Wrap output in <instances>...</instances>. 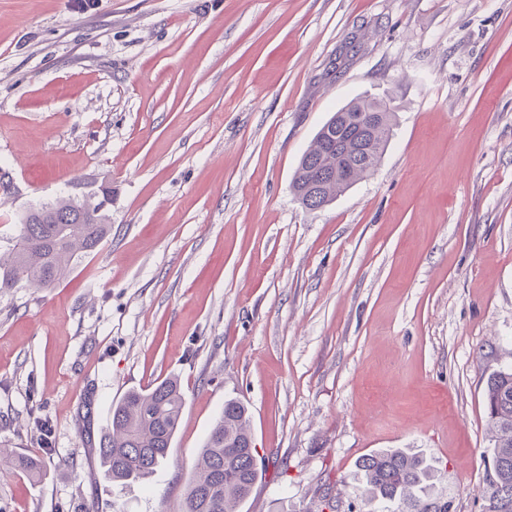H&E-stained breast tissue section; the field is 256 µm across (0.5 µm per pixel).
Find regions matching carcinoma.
Wrapping results in <instances>:
<instances>
[{
	"label": "carcinoma",
	"mask_w": 512,
	"mask_h": 512,
	"mask_svg": "<svg viewBox=\"0 0 512 512\" xmlns=\"http://www.w3.org/2000/svg\"><path fill=\"white\" fill-rule=\"evenodd\" d=\"M389 100L359 96L332 113L297 165L292 189L310 210L329 205L378 165L393 130ZM111 191L78 206L62 197L33 208L17 224L15 244L0 255V289L24 281L51 288L71 262L94 251L112 231L107 206ZM485 403L492 426V467L480 491L482 512H512V368L489 378ZM184 407L178 380L130 390L112 406L111 425L95 447L105 476L120 485L145 478L160 466L176 434ZM248 408L224 403L198 454L184 512H237L258 480ZM365 482L366 512H451L447 490L431 493L437 470L422 455L382 449L357 465Z\"/></svg>",
	"instance_id": "obj_1"
}]
</instances>
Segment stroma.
<instances>
[{
    "mask_svg": "<svg viewBox=\"0 0 512 512\" xmlns=\"http://www.w3.org/2000/svg\"><path fill=\"white\" fill-rule=\"evenodd\" d=\"M384 97L374 172L302 207L332 112ZM0 253L17 219L112 189L55 287L0 289V512H183L226 400L259 479L240 512H360L406 448L481 512L488 378L512 365V0H0ZM177 379L166 459L125 489L87 443ZM283 458L286 469L273 461Z\"/></svg>",
    "mask_w": 512,
    "mask_h": 512,
    "instance_id": "stroma-1",
    "label": "stroma"
}]
</instances>
